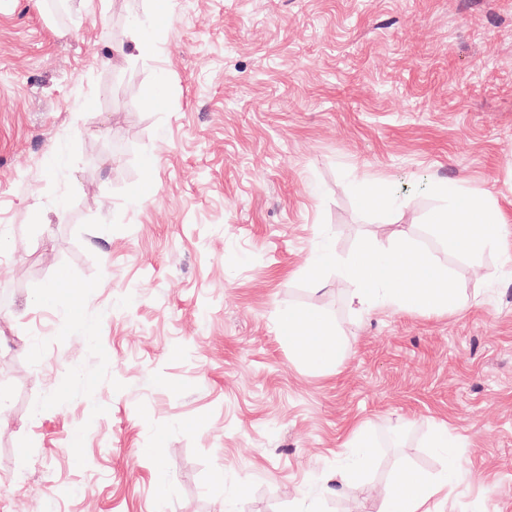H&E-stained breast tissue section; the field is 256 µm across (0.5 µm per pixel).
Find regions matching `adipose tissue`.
<instances>
[{"label":"adipose tissue","instance_id":"obj_1","mask_svg":"<svg viewBox=\"0 0 512 512\" xmlns=\"http://www.w3.org/2000/svg\"><path fill=\"white\" fill-rule=\"evenodd\" d=\"M505 221L499 210L481 198L459 192L452 194L449 206L433 219L449 246L468 253L495 246ZM343 271L355 283L353 302L363 308L381 304L438 313L458 302L457 294L448 286L447 269L438 265L430 252L416 247L406 234L388 248L362 250ZM284 328L297 353L312 364L323 365L344 356L334 330L316 314L289 313ZM434 445L447 456L446 472L434 479L399 471L385 493L384 512H432L431 500L447 492L457 463L456 443L443 429L436 432Z\"/></svg>","mask_w":512,"mask_h":512}]
</instances>
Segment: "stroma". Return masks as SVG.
Returning <instances> with one entry per match:
<instances>
[{
	"label": "stroma",
	"mask_w": 512,
	"mask_h": 512,
	"mask_svg": "<svg viewBox=\"0 0 512 512\" xmlns=\"http://www.w3.org/2000/svg\"><path fill=\"white\" fill-rule=\"evenodd\" d=\"M165 2L0 0V512H381L441 426L436 512H512V0ZM440 179L503 247L431 240ZM401 231L462 307L350 308ZM284 328L297 353L312 364L323 365L344 357L332 327L317 314L289 313ZM352 437L356 441L355 447H357V463L356 465L350 468L339 470L336 472V492H338L339 486L346 484L348 481L358 476L359 472L361 471L363 463L370 458L372 453V446L362 440L361 426L358 425L353 428Z\"/></svg>",
	"instance_id": "35a3bbf8"
}]
</instances>
